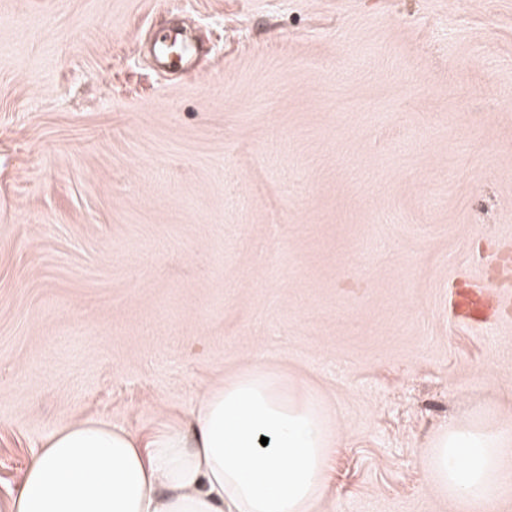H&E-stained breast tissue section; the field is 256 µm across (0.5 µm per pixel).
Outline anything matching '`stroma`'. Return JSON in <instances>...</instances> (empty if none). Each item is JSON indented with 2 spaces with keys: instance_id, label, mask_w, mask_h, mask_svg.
Here are the masks:
<instances>
[{
  "instance_id": "1",
  "label": "stroma",
  "mask_w": 512,
  "mask_h": 512,
  "mask_svg": "<svg viewBox=\"0 0 512 512\" xmlns=\"http://www.w3.org/2000/svg\"><path fill=\"white\" fill-rule=\"evenodd\" d=\"M503 252L512 0H0V512L58 429L257 360L335 420L313 512H458L427 452L512 422V305L458 325L448 282ZM179 50L176 59L172 52ZM150 54L160 69L168 67H186L191 63L194 47L183 40L180 32L175 30L159 31L153 38Z\"/></svg>"
}]
</instances>
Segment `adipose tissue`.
I'll use <instances>...</instances> for the list:
<instances>
[{
	"mask_svg": "<svg viewBox=\"0 0 512 512\" xmlns=\"http://www.w3.org/2000/svg\"><path fill=\"white\" fill-rule=\"evenodd\" d=\"M335 447L324 400L258 362L209 386L188 419L159 433L88 419L55 431L12 512H311ZM511 447L512 428L487 416L448 422L430 445L429 482L464 512H485Z\"/></svg>",
	"mask_w": 512,
	"mask_h": 512,
	"instance_id": "obj_1",
	"label": "adipose tissue"
}]
</instances>
